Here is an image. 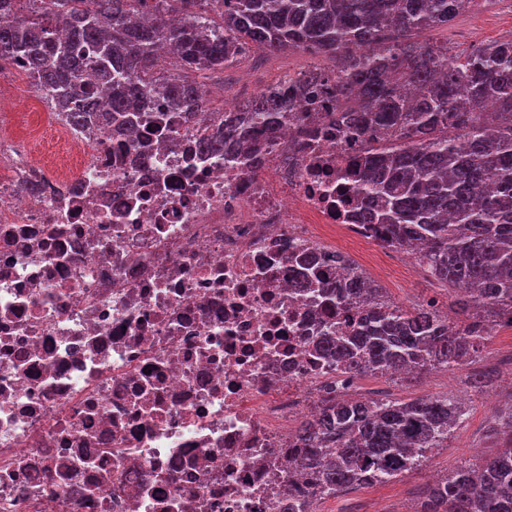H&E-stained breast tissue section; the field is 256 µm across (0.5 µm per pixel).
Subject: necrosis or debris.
Listing matches in <instances>:
<instances>
[{
	"instance_id": "1",
	"label": "necrosis or debris",
	"mask_w": 512,
	"mask_h": 512,
	"mask_svg": "<svg viewBox=\"0 0 512 512\" xmlns=\"http://www.w3.org/2000/svg\"><path fill=\"white\" fill-rule=\"evenodd\" d=\"M51 165L0 137V512H284L317 489L291 423L344 378L334 307L297 290L334 237L391 246L341 195L364 143L295 101L287 148L225 165L154 92Z\"/></svg>"
}]
</instances>
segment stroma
Masks as SVG:
<instances>
[{"label":"stroma","instance_id":"1","mask_svg":"<svg viewBox=\"0 0 512 512\" xmlns=\"http://www.w3.org/2000/svg\"><path fill=\"white\" fill-rule=\"evenodd\" d=\"M510 37L512 6L507 0H498L491 6L471 8L450 26L423 32L417 40L445 48L453 55ZM310 66V55L302 52L274 53L259 64L243 59L224 73L226 103H244L282 74L302 72ZM15 105L17 111L26 116L21 134L28 147L45 159H54L63 145L53 127L45 122L28 88H18ZM374 279L394 305L411 309L433 301L443 314L455 313L447 285L434 279L424 267L410 268L400 255L390 257L387 267L380 269ZM484 372L491 373L492 379L484 389H476L475 379ZM511 375L512 327L498 326L478 357L452 368H436L419 376L356 378L350 396L357 400L380 393L394 401H410L450 392L464 399L467 412L450 432L447 447L432 449L425 464L414 466L389 482L365 485L324 498L319 504L321 512H343L347 507L352 512H370L375 506L381 512H414L422 491L435 479L444 478L460 466L474 465L473 450H480L486 458L500 448L501 440L493 425L497 413L512 408V386L506 382Z\"/></svg>","mask_w":512,"mask_h":512}]
</instances>
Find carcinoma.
Listing matches in <instances>:
<instances>
[{
  "label": "carcinoma",
  "instance_id": "1",
  "mask_svg": "<svg viewBox=\"0 0 512 512\" xmlns=\"http://www.w3.org/2000/svg\"><path fill=\"white\" fill-rule=\"evenodd\" d=\"M19 2L0 0V57L22 58L78 127L133 124L157 86L199 112L198 81L250 50L336 60L333 74L315 67L295 88L333 83L336 126L370 140L348 177L361 223L392 244H420L425 267L465 290L463 317L450 324L436 308L388 303L354 267L352 279L328 282L336 307L361 290L369 304L353 333L319 343L349 377L453 367L477 356L492 326L512 327V38L451 59L414 41L473 0H49L27 16ZM162 44L175 54L168 73L156 69ZM290 112L278 81L209 112L201 146L219 153L243 138L273 149ZM464 414L450 393L405 403L329 396L294 439L308 468L334 456L317 474L324 498L398 477L444 447ZM500 428L502 448L433 484L418 512H512V410Z\"/></svg>",
  "mask_w": 512,
  "mask_h": 512
}]
</instances>
